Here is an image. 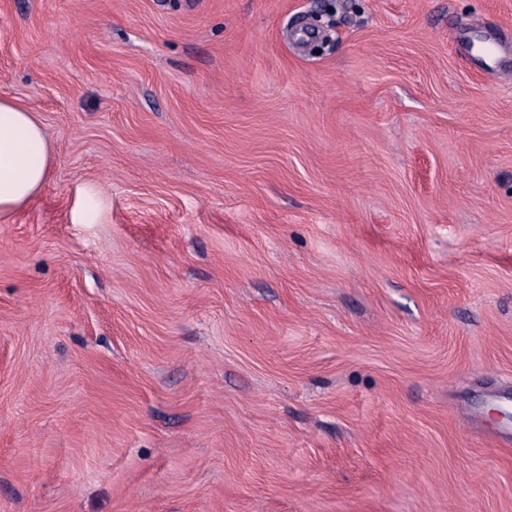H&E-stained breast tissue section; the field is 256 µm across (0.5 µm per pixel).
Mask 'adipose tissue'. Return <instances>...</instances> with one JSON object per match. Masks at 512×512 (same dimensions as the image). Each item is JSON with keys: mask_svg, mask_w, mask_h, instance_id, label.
<instances>
[{"mask_svg": "<svg viewBox=\"0 0 512 512\" xmlns=\"http://www.w3.org/2000/svg\"><path fill=\"white\" fill-rule=\"evenodd\" d=\"M52 162V145L35 113L11 98H0V220L35 198Z\"/></svg>", "mask_w": 512, "mask_h": 512, "instance_id": "adipose-tissue-1", "label": "adipose tissue"}]
</instances>
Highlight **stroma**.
I'll use <instances>...</instances> for the list:
<instances>
[{
  "instance_id": "stroma-1",
  "label": "stroma",
  "mask_w": 512,
  "mask_h": 512,
  "mask_svg": "<svg viewBox=\"0 0 512 512\" xmlns=\"http://www.w3.org/2000/svg\"><path fill=\"white\" fill-rule=\"evenodd\" d=\"M512 0H0L55 148L0 222V512H512Z\"/></svg>"
}]
</instances>
